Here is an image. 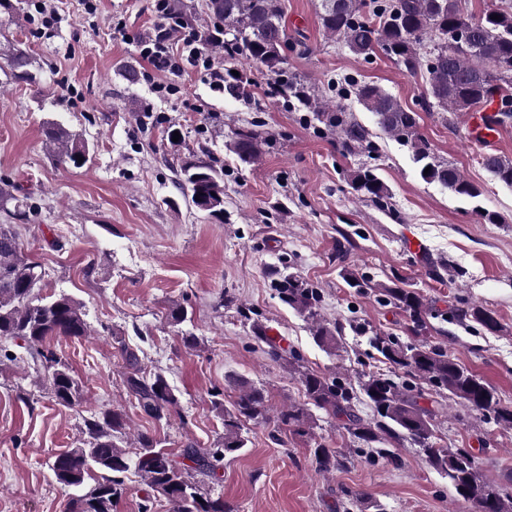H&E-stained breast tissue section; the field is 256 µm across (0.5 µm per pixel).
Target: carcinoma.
<instances>
[{"mask_svg": "<svg viewBox=\"0 0 512 512\" xmlns=\"http://www.w3.org/2000/svg\"><path fill=\"white\" fill-rule=\"evenodd\" d=\"M366 0H323L321 24L325 32L341 40L353 54L368 58L381 48L396 58L405 70L428 73L425 104L452 115L472 112L483 104L495 103L512 89V3L484 8L479 16L468 14L462 0H384L367 13ZM215 20L224 23V55H244L280 77L287 60L283 48L287 33L282 0H208ZM498 18H493V15ZM0 59L7 61L4 75L30 85L38 84V70L27 50L6 35L0 36ZM279 95H289L306 104L313 94L305 80L289 77L277 81ZM245 94L241 78L230 73L224 78V95L238 99ZM355 94L372 113L381 132L411 147L419 174L427 183H437L455 197L473 201L483 194L480 185L470 181L453 164L436 159L419 133L417 113L403 107L392 95L372 84L358 85ZM314 118L336 134L342 150L358 154L373 147L372 133L351 120L339 107L315 103ZM44 136L53 160L61 166L82 167L92 160L87 139L55 121L44 122ZM261 129H241L228 144L238 160L249 165L256 161L259 145L266 140ZM483 167L493 179L512 189V160L488 153ZM429 173H424L425 168ZM175 176L182 189L190 193L195 208L218 221L224 217V169L212 161L195 156L180 159ZM353 191L367 200L381 202L390 196L389 187L372 170L361 167L350 179ZM0 211L17 221L28 217L25 198L0 191ZM41 262L28 257L24 243L12 224H0V339H21L31 358L46 371L51 397L56 404L70 407L80 398L77 379L56 354L45 348L49 337L79 339L89 333V324L80 303L64 292H46L44 278L32 280ZM272 284L278 298L300 315L312 320L316 342L334 349L341 336L337 326L317 320L320 295L298 275L288 272V261L271 269ZM387 302L409 317L408 331L415 340L403 342L396 336L373 333L370 347L391 365L394 372L409 379H423L440 393L464 407L512 427V409L501 405L495 389L479 375L461 364L447 351L433 348L419 339L427 331L426 307L413 290L400 286L394 278L377 285ZM455 322H474L490 333L500 329L492 310L462 302L452 311ZM252 338L264 346L269 358L294 368L305 402L283 406L278 422L295 435L305 434L312 418L311 409L325 411L339 421L361 445H380L379 456L395 460L389 446L409 443L419 449L437 471L448 477L457 495L465 502L478 501L482 512H512V495L497 489L484 478L478 458L465 448H447L435 441V411L420 405L424 391L415 389L390 375L362 370L357 386L345 385L317 370L303 369L300 357L268 336L267 327L251 324ZM119 353L128 372L125 383L147 416L160 420L176 412L179 399L167 377L157 372L149 377L138 366V357L126 344ZM235 395L229 402L213 401L224 417V441L219 448L203 451L183 449V457L193 463L185 468L174 457L157 449L148 433L137 436L141 448L139 468L151 486L176 506V512H233L221 497H211L196 475L208 476L224 463V456L246 447L244 423H262L269 417L270 398L266 390L245 378L232 380ZM365 398L373 410L366 421L354 410V401ZM126 429L125 415L102 409L84 419L81 446L54 456L50 469L56 481L76 491L68 512H112L123 490L124 474L129 470L127 452L118 445ZM338 450L324 444L314 448V459L322 471L336 467Z\"/></svg>", "mask_w": 512, "mask_h": 512, "instance_id": "cac0c4a2", "label": "carcinoma"}]
</instances>
